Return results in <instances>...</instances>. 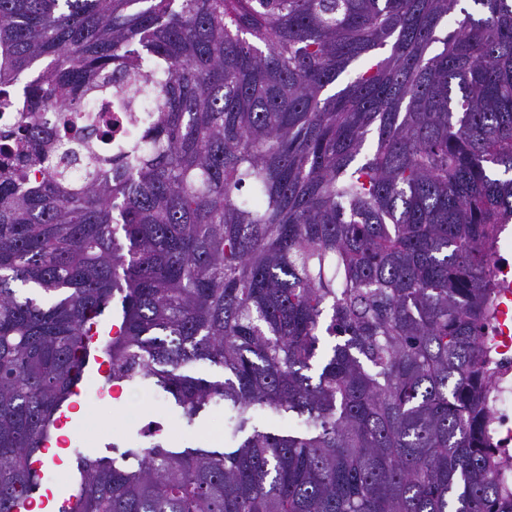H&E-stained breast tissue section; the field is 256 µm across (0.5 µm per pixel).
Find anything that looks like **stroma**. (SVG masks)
Listing matches in <instances>:
<instances>
[{"mask_svg": "<svg viewBox=\"0 0 512 512\" xmlns=\"http://www.w3.org/2000/svg\"><path fill=\"white\" fill-rule=\"evenodd\" d=\"M126 399L112 398L102 403L95 397H75L62 426L77 436L81 449L64 448L62 458L41 470L40 495L48 496V512H58L75 490V457H114L118 450L146 443L161 442L169 448H195L206 445L214 426L211 416L199 418L193 426L179 423L173 408L155 393L129 388Z\"/></svg>", "mask_w": 512, "mask_h": 512, "instance_id": "1", "label": "stroma"}]
</instances>
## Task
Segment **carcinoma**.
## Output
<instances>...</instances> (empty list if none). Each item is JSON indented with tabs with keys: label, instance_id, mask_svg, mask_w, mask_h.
I'll use <instances>...</instances> for the list:
<instances>
[{
	"label": "carcinoma",
	"instance_id": "1",
	"mask_svg": "<svg viewBox=\"0 0 512 512\" xmlns=\"http://www.w3.org/2000/svg\"><path fill=\"white\" fill-rule=\"evenodd\" d=\"M461 2L0 0V108L26 101L0 127V512H29L116 298L106 381L188 426L223 404L234 449L81 457L63 512H512L477 342L512 0ZM115 86L153 103L116 149L53 118Z\"/></svg>",
	"mask_w": 512,
	"mask_h": 512
}]
</instances>
